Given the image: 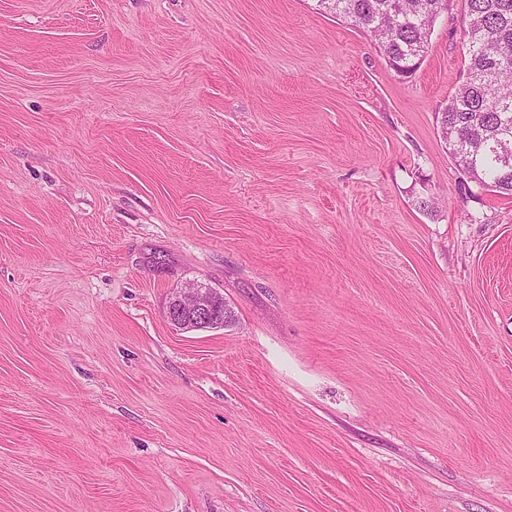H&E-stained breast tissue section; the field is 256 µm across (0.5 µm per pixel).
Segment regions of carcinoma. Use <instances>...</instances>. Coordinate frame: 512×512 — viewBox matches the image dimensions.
I'll return each mask as SVG.
<instances>
[{"instance_id": "carcinoma-1", "label": "carcinoma", "mask_w": 512, "mask_h": 512, "mask_svg": "<svg viewBox=\"0 0 512 512\" xmlns=\"http://www.w3.org/2000/svg\"><path fill=\"white\" fill-rule=\"evenodd\" d=\"M466 78L441 112L440 134L465 176L512 195V0H463ZM324 10L369 33L387 65L408 78L421 65L443 0H319Z\"/></svg>"}]
</instances>
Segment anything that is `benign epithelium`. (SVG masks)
I'll return each instance as SVG.
<instances>
[{"instance_id":"1","label":"benign epithelium","mask_w":512,"mask_h":512,"mask_svg":"<svg viewBox=\"0 0 512 512\" xmlns=\"http://www.w3.org/2000/svg\"><path fill=\"white\" fill-rule=\"evenodd\" d=\"M225 307L218 289L193 281L169 298L165 315L179 329H217L226 324V317L221 315Z\"/></svg>"}]
</instances>
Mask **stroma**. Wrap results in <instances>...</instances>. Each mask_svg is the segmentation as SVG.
<instances>
[{"instance_id": "1", "label": "stroma", "mask_w": 512, "mask_h": 512, "mask_svg": "<svg viewBox=\"0 0 512 512\" xmlns=\"http://www.w3.org/2000/svg\"><path fill=\"white\" fill-rule=\"evenodd\" d=\"M460 22L401 78L317 0H0V512H512ZM224 308V316L221 311ZM226 302L216 288L190 282L173 294L167 303V320L179 329H217L226 324Z\"/></svg>"}]
</instances>
